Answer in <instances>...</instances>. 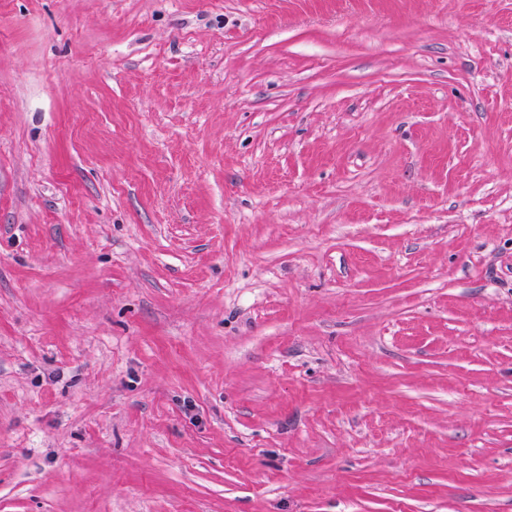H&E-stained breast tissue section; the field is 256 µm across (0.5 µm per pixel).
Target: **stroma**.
<instances>
[{"instance_id":"stroma-1","label":"stroma","mask_w":512,"mask_h":512,"mask_svg":"<svg viewBox=\"0 0 512 512\" xmlns=\"http://www.w3.org/2000/svg\"><path fill=\"white\" fill-rule=\"evenodd\" d=\"M0 512H512V0H0Z\"/></svg>"}]
</instances>
